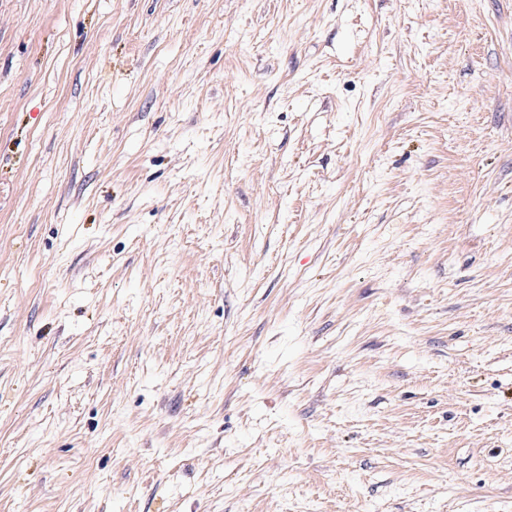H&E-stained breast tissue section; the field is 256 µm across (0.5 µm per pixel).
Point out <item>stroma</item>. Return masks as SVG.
<instances>
[{
  "instance_id": "obj_1",
  "label": "stroma",
  "mask_w": 512,
  "mask_h": 512,
  "mask_svg": "<svg viewBox=\"0 0 512 512\" xmlns=\"http://www.w3.org/2000/svg\"><path fill=\"white\" fill-rule=\"evenodd\" d=\"M0 512H512V0H0Z\"/></svg>"
}]
</instances>
